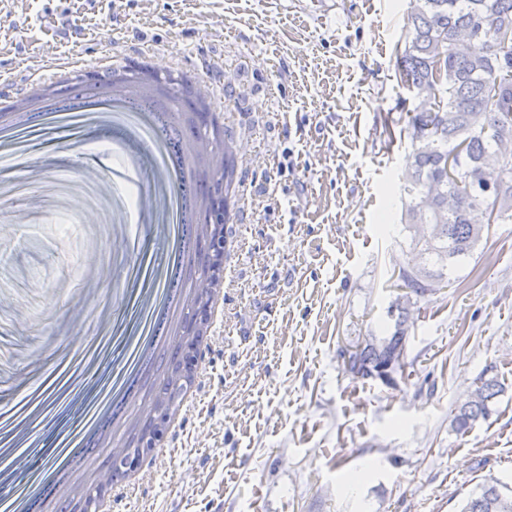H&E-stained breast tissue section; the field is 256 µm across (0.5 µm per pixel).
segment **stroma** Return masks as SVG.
I'll list each match as a JSON object with an SVG mask.
<instances>
[{"label": "stroma", "instance_id": "1", "mask_svg": "<svg viewBox=\"0 0 512 512\" xmlns=\"http://www.w3.org/2000/svg\"><path fill=\"white\" fill-rule=\"evenodd\" d=\"M409 0H0V82L25 94L76 55L93 62L153 52L159 70L204 75L242 151V239L224 282L199 399L161 463L119 512H460L485 479L512 485V223L486 229L449 286L412 297L394 384L346 370L343 350L394 330L387 310L410 260L400 222L414 94L400 80ZM39 157L0 213V392L56 375L63 334L84 316L42 311L82 292L64 255L104 250L71 166L105 173L111 129L34 116ZM102 142L89 151L86 141ZM71 390L48 400L24 436L27 466L0 472V496L56 465L72 434L90 454L135 381L86 377L74 350ZM504 391L465 434L458 404L480 377Z\"/></svg>", "mask_w": 512, "mask_h": 512}]
</instances>
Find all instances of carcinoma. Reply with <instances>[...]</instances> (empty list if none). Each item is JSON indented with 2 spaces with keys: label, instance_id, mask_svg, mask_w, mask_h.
Segmentation results:
<instances>
[{
  "label": "carcinoma",
  "instance_id": "1",
  "mask_svg": "<svg viewBox=\"0 0 512 512\" xmlns=\"http://www.w3.org/2000/svg\"><path fill=\"white\" fill-rule=\"evenodd\" d=\"M408 36L397 53L402 81L418 105L409 117L413 152L403 175L401 223L416 262L400 271L408 290L391 305L394 331L343 350L348 372L394 383L392 359L405 350L410 295L423 296L449 279L481 241L489 218L512 223V0H412ZM456 154L457 181H448V155ZM502 388L479 384L458 407L453 425L466 432L488 417ZM491 478L460 512H512V493Z\"/></svg>",
  "mask_w": 512,
  "mask_h": 512
}]
</instances>
